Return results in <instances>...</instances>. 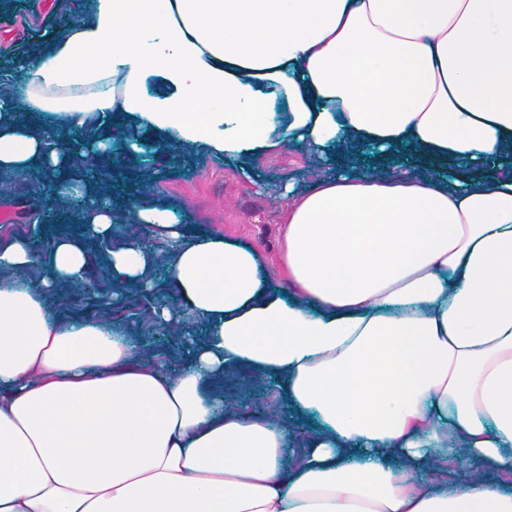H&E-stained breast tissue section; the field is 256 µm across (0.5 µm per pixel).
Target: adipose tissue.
<instances>
[{
	"label": "adipose tissue",
	"instance_id": "1",
	"mask_svg": "<svg viewBox=\"0 0 512 512\" xmlns=\"http://www.w3.org/2000/svg\"><path fill=\"white\" fill-rule=\"evenodd\" d=\"M0 97V171L39 170L86 237L177 242L170 304L208 328L171 371L50 306L83 243L0 244V512H512V0H94ZM112 118L248 161L312 149L272 287L253 247L147 197L54 179ZM146 288L152 254L107 257ZM39 267L36 279L16 272ZM251 369L309 427L218 411ZM477 474L461 487L448 479ZM494 471L488 479L486 471Z\"/></svg>",
	"mask_w": 512,
	"mask_h": 512
}]
</instances>
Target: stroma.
Returning <instances> with one entry per match:
<instances>
[{
  "instance_id": "stroma-1",
  "label": "stroma",
  "mask_w": 512,
  "mask_h": 512,
  "mask_svg": "<svg viewBox=\"0 0 512 512\" xmlns=\"http://www.w3.org/2000/svg\"><path fill=\"white\" fill-rule=\"evenodd\" d=\"M89 0H0V90L14 89L21 72L13 62L45 44L48 36L86 19ZM135 136L145 151L126 153L122 144L112 146V155L125 166L134 168L143 178L141 193L151 195L186 219L193 233L217 231L258 249L269 271L278 268L280 217L288 202L286 186L303 191L320 178L334 177L333 167L325 165L316 152L283 148L273 156L253 161H235L219 157L201 145L172 148L162 158L149 151L158 140L157 132L140 129ZM26 192L23 180L0 174V206L10 210L9 221L0 222V242L16 235L37 239L41 252H48L60 235L79 236L76 223H58L46 217H34L21 199ZM137 239L156 259L147 288L115 289L104 255L111 247ZM90 269L86 285L66 290L60 303L63 312L92 315L123 329L136 351L180 366L189 356L183 336H203V324L191 315L179 316L176 325L157 321L153 309L167 300L172 289L166 277L171 249L168 240L141 232L131 224L115 225L110 241L89 244ZM240 404L265 409L282 424H290L285 406L277 401L266 383L257 382L249 373H240L235 386Z\"/></svg>"
}]
</instances>
